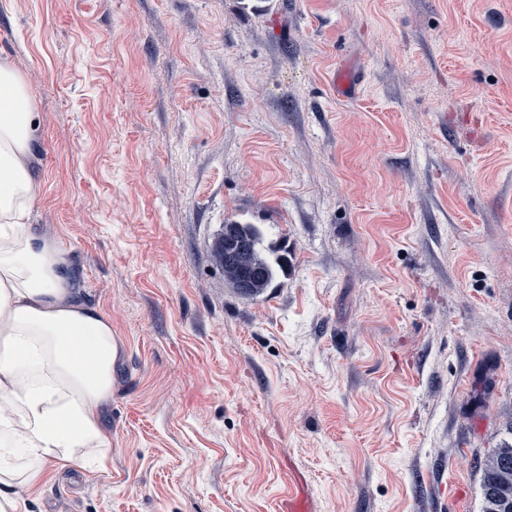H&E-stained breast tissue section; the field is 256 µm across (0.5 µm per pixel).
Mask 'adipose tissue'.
Segmentation results:
<instances>
[{"label":"adipose tissue","instance_id":"obj_1","mask_svg":"<svg viewBox=\"0 0 512 512\" xmlns=\"http://www.w3.org/2000/svg\"><path fill=\"white\" fill-rule=\"evenodd\" d=\"M36 101L0 58V512H22L20 490L48 465L105 468L120 353L110 319L75 288L61 244L28 216L42 192L32 170Z\"/></svg>","mask_w":512,"mask_h":512}]
</instances>
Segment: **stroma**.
Masks as SVG:
<instances>
[{"instance_id":"35a3bbf8","label":"stroma","mask_w":512,"mask_h":512,"mask_svg":"<svg viewBox=\"0 0 512 512\" xmlns=\"http://www.w3.org/2000/svg\"><path fill=\"white\" fill-rule=\"evenodd\" d=\"M31 223L125 346L24 512H481L512 442V0H0ZM361 71L337 97V64ZM259 225L257 300L210 246ZM235 241L241 250L238 261L227 257V246ZM262 232L256 224H225L224 230L213 247L215 260L224 266V281L238 296L250 299L261 298L270 288L278 286L280 276L287 273L283 257L272 259L262 247ZM245 264L253 272V277L243 282L240 265ZM262 288L261 291H257ZM278 512H313L309 507V491L302 482H294L279 499Z\"/></svg>"}]
</instances>
